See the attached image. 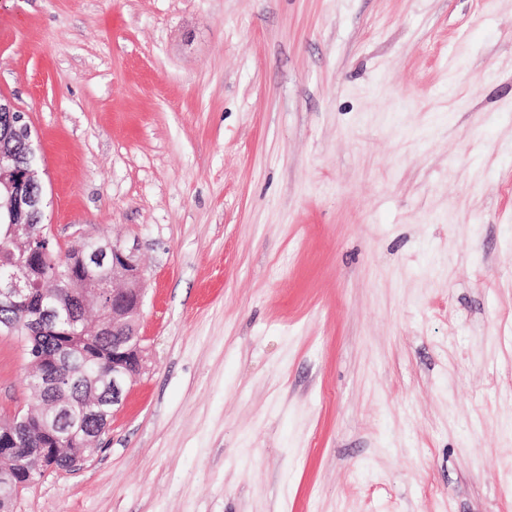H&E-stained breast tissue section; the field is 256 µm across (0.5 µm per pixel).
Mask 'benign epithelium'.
Returning <instances> with one entry per match:
<instances>
[{"instance_id":"7a95c632","label":"benign epithelium","mask_w":512,"mask_h":512,"mask_svg":"<svg viewBox=\"0 0 512 512\" xmlns=\"http://www.w3.org/2000/svg\"><path fill=\"white\" fill-rule=\"evenodd\" d=\"M43 180L38 166L5 165L0 161V187L9 193L5 211H0V224L4 225L3 238L28 246L27 255L21 261L4 263L0 270V307L19 306L31 299L34 279L40 276V256L43 249L36 244L48 241L44 228L36 225V215L43 209ZM90 249L83 254V269H104L112 276V285L101 284L90 275L73 278L74 286L81 289V300L93 305L100 304L105 291H110L108 306L112 307V336L122 335V324L132 325L136 342L131 346L135 368L126 372L112 364V380L100 376L88 380V390L96 398L117 407L122 404L129 382L142 368V338L138 325L131 319L141 315L144 299L142 268L136 255V247H127L103 237L89 242ZM62 323L58 307L40 304L29 319V333L35 334L47 327Z\"/></svg>"}]
</instances>
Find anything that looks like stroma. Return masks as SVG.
Returning <instances> with one entry per match:
<instances>
[{
  "label": "stroma",
  "instance_id": "1",
  "mask_svg": "<svg viewBox=\"0 0 512 512\" xmlns=\"http://www.w3.org/2000/svg\"><path fill=\"white\" fill-rule=\"evenodd\" d=\"M0 97L61 251L144 275L139 375L16 512H512V0H0Z\"/></svg>",
  "mask_w": 512,
  "mask_h": 512
}]
</instances>
